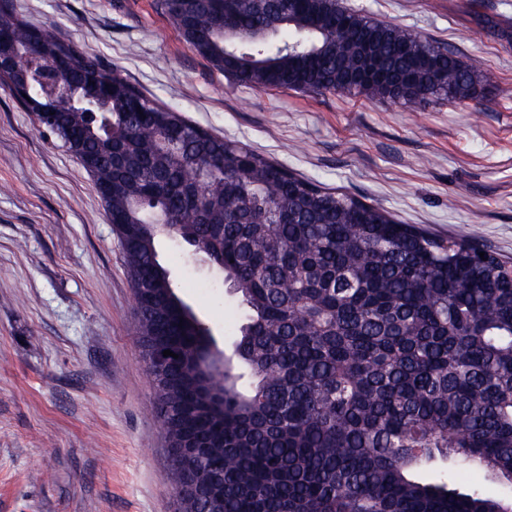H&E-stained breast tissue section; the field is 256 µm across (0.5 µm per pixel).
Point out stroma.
Here are the masks:
<instances>
[{
  "label": "stroma",
  "mask_w": 512,
  "mask_h": 512,
  "mask_svg": "<svg viewBox=\"0 0 512 512\" xmlns=\"http://www.w3.org/2000/svg\"><path fill=\"white\" fill-rule=\"evenodd\" d=\"M495 74L477 97L390 99L239 86L159 0H11L192 124L430 235L512 265V0H343ZM159 255L231 346L237 299L202 254ZM125 259L92 176L0 85V512H176L135 343Z\"/></svg>",
  "instance_id": "1"
}]
</instances>
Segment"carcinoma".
Returning a JSON list of instances; mask_svg holds the SVG:
<instances>
[{"label":"carcinoma","mask_w":512,"mask_h":512,"mask_svg":"<svg viewBox=\"0 0 512 512\" xmlns=\"http://www.w3.org/2000/svg\"><path fill=\"white\" fill-rule=\"evenodd\" d=\"M184 39L255 89L422 104L473 97L492 76L340 0H161ZM229 18L217 20L219 12ZM20 68L63 59L82 97L111 88L103 129L37 116L94 178L132 282L140 353L173 446V490L224 475V501L183 512H512L465 469L512 492V272L464 237H432L188 124L117 72L0 0ZM381 82L356 81L365 57ZM145 116H140V113ZM178 237L224 275L244 316L216 347L158 258ZM170 350L176 357L163 356ZM437 459L443 478L418 472Z\"/></svg>","instance_id":"cac0c4a2"}]
</instances>
